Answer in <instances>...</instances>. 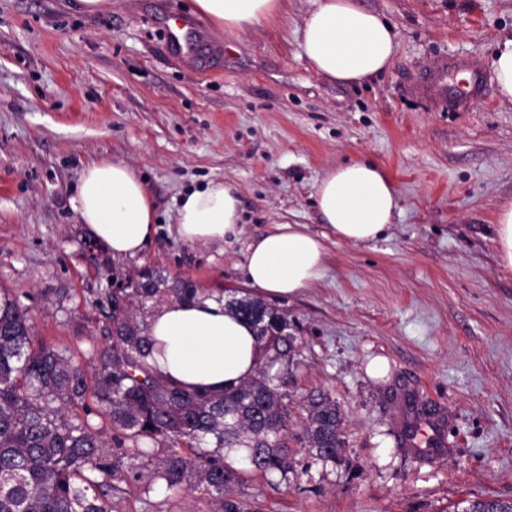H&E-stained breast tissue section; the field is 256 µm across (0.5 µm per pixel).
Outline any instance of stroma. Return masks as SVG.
<instances>
[{
    "label": "stroma",
    "mask_w": 512,
    "mask_h": 512,
    "mask_svg": "<svg viewBox=\"0 0 512 512\" xmlns=\"http://www.w3.org/2000/svg\"><path fill=\"white\" fill-rule=\"evenodd\" d=\"M398 34L388 70L361 85L318 75L301 49L311 0L263 29L197 25L224 50L213 72L173 52L163 28L188 0H0V289L28 308L36 342L94 377L106 348V291L157 267L198 288L250 292L251 240L276 222L327 227L315 187L368 159L394 183L399 212L367 244L328 243L325 277L281 300L300 351L293 400L335 398L347 446L338 463L297 455V479L254 476L249 512H462L512 499V270L494 222L512 202V101L491 71L512 32V0H361ZM487 71L482 101L457 112L413 90L442 59ZM140 171L157 232L135 256L85 255L71 209L100 160ZM212 180L239 190L227 243L176 233V202ZM437 415L425 414V406ZM114 512H217L203 492L146 491L124 473Z\"/></svg>",
    "instance_id": "obj_1"
}]
</instances>
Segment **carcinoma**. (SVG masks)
<instances>
[{
  "label": "carcinoma",
  "mask_w": 512,
  "mask_h": 512,
  "mask_svg": "<svg viewBox=\"0 0 512 512\" xmlns=\"http://www.w3.org/2000/svg\"><path fill=\"white\" fill-rule=\"evenodd\" d=\"M122 284L109 295V345L94 385L119 435L123 452L117 455L88 423L65 419L67 406L86 393L85 374L66 351L34 348L28 309L0 290V512H112L106 496L126 470L147 479L149 490L158 483L203 490L220 512H245L236 495L246 471L284 481L294 472L288 366L299 344L283 328L288 315L257 297L227 302L253 324L259 362L252 377L214 394L173 384L148 362L147 318L164 297L188 300L203 290L149 270ZM305 412L300 451L324 463L341 460L346 441L336 400L326 392L311 394ZM147 442L168 448L152 469ZM226 448L247 449L250 469L236 467ZM464 512H512V501L479 500Z\"/></svg>",
  "instance_id": "carcinoma-1"
}]
</instances>
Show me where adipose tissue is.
Segmentation results:
<instances>
[{"label":"adipose tissue","instance_id":"1","mask_svg":"<svg viewBox=\"0 0 512 512\" xmlns=\"http://www.w3.org/2000/svg\"><path fill=\"white\" fill-rule=\"evenodd\" d=\"M190 10L234 34L270 24L283 15L285 0H191ZM397 47L391 24L361 0H312L303 18L305 57L317 74L338 83L371 80L391 66ZM315 202L329 234L282 223L249 243L244 275L256 292L289 298L309 288L326 275L328 235L352 244L377 240L399 209L388 174L366 159L329 170L316 187ZM70 204L91 240L115 255L139 254L157 231L143 178L122 162L102 160L84 168ZM241 223L238 191L222 181L187 191L177 202V233L187 242H228L240 234ZM149 336L160 350L162 376L185 387L220 392L253 376L257 367L252 326L229 313L219 294L160 305L149 320Z\"/></svg>","mask_w":512,"mask_h":512}]
</instances>
